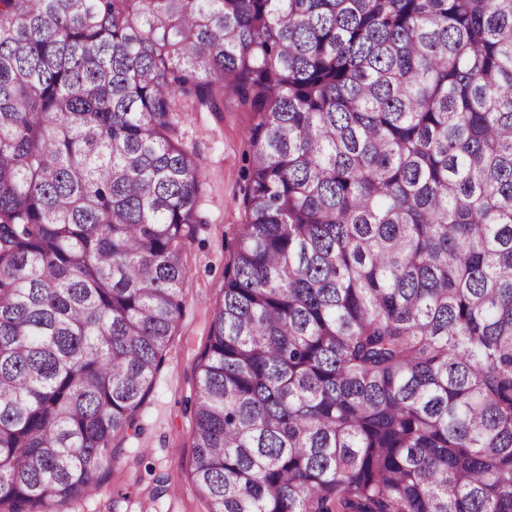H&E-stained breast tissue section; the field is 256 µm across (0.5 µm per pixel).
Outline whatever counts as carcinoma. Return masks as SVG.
I'll use <instances>...</instances> for the list:
<instances>
[{"label":"carcinoma","instance_id":"cac0c4a2","mask_svg":"<svg viewBox=\"0 0 512 512\" xmlns=\"http://www.w3.org/2000/svg\"><path fill=\"white\" fill-rule=\"evenodd\" d=\"M226 90L207 512H512V0H0V512L138 430L202 223L177 100Z\"/></svg>","mask_w":512,"mask_h":512}]
</instances>
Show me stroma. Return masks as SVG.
I'll return each instance as SVG.
<instances>
[{"mask_svg":"<svg viewBox=\"0 0 512 512\" xmlns=\"http://www.w3.org/2000/svg\"><path fill=\"white\" fill-rule=\"evenodd\" d=\"M178 139L193 153L204 175L197 208L203 218L186 251L185 310L170 340L154 390L139 416V430L117 436L113 446L124 460L97 496L77 503L74 512H207L192 482L194 369L224 286V270L245 221L243 196L252 154L246 138L254 113L232 99L209 112L179 101Z\"/></svg>","mask_w":512,"mask_h":512,"instance_id":"stroma-1","label":"stroma"}]
</instances>
